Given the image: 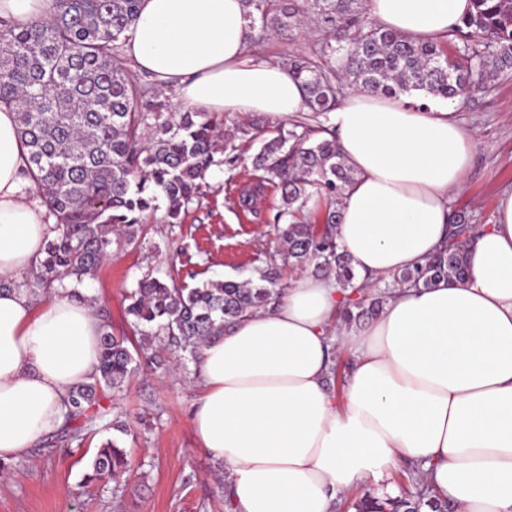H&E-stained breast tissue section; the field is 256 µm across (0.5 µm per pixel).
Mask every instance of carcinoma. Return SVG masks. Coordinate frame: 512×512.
<instances>
[{"label":"carcinoma","instance_id":"carcinoma-1","mask_svg":"<svg viewBox=\"0 0 512 512\" xmlns=\"http://www.w3.org/2000/svg\"><path fill=\"white\" fill-rule=\"evenodd\" d=\"M50 22L23 25L0 17V107L15 109L20 141L29 152V176L41 193L56 236L35 270L13 284L29 292L51 294L66 278L80 285L94 278L110 255L112 232L135 245L146 221L166 201L168 224L183 222L199 200L200 181L217 164L234 169L239 145H219L209 112H182L160 120L143 102L145 89L131 79L116 49L136 22L141 0H52ZM254 40L267 34L293 36L306 14L324 33L314 56L298 53L288 66L301 80L306 104L314 114L332 111L350 87L390 97L422 91L452 101L482 81L512 75V0H472L473 10L434 43H417L371 20L363 0H243ZM265 137L262 122H243L238 139L260 143L253 157L258 187L280 192L274 226L288 248V258L313 274L333 278L345 303L337 318L345 326L377 315L384 295L366 294L337 242L345 186L354 178L336 140L318 138L321 127L280 123ZM312 201L324 204L320 229L305 220ZM445 242L425 263L393 275V284L431 288L444 279L467 275L470 243L465 215L451 216ZM262 266L246 280L208 281L189 287L169 274L151 273L137 281L126 313L140 343L112 332L108 312L97 311L101 336L99 362L92 381L70 393L68 424L99 414V393L121 389L155 344L198 360L209 339L224 334L248 313L280 301L289 284L280 283L273 255L257 245ZM129 467L128 452L116 438L98 448L87 479H114ZM448 512L419 472L404 477L401 495L381 499L355 496L356 512Z\"/></svg>","mask_w":512,"mask_h":512}]
</instances>
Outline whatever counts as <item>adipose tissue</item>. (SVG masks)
I'll list each match as a JSON object with an SVG mask.
<instances>
[{"instance_id": "obj_1", "label": "adipose tissue", "mask_w": 512, "mask_h": 512, "mask_svg": "<svg viewBox=\"0 0 512 512\" xmlns=\"http://www.w3.org/2000/svg\"><path fill=\"white\" fill-rule=\"evenodd\" d=\"M368 15L443 39L472 0H367ZM125 52L184 105L283 120L306 108L288 66L252 52L241 0H141ZM328 126L346 164L338 240L357 274L423 264L448 238L451 196L475 142L451 105L421 109L347 91ZM17 114L0 110V281L20 280L55 233L32 193ZM465 281L396 288L358 330L338 322L335 280L298 277L273 309L246 315L198 359L200 448L224 466L238 512H339L354 486L408 461L456 512H512V192L476 230ZM99 321L66 289L0 292V461L28 458L91 381ZM347 345L343 397L326 378Z\"/></svg>"}]
</instances>
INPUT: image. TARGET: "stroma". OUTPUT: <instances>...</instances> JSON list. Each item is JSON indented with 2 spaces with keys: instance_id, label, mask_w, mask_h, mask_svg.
<instances>
[{
  "instance_id": "stroma-1",
  "label": "stroma",
  "mask_w": 512,
  "mask_h": 512,
  "mask_svg": "<svg viewBox=\"0 0 512 512\" xmlns=\"http://www.w3.org/2000/svg\"><path fill=\"white\" fill-rule=\"evenodd\" d=\"M455 116L475 150L451 208L466 213L472 225H488L497 197L512 190V77L480 85L456 103ZM252 153L245 148L235 170L213 167L202 183L201 204L191 205L184 223H166L164 210L155 211L143 244L113 245L97 276L82 284V293L108 310L115 335L133 333L125 297L145 274L171 273L193 286L243 280L257 264L256 241L279 248L274 187L264 189L257 215L232 204L257 179ZM198 381V364L188 358L161 375L141 367L122 389L102 392L106 416L84 425L80 438H45L30 459L0 471V512H225L215 479L219 465L199 448L191 427ZM117 417L129 424L122 438L129 469L108 482H87L97 447L110 436L105 422Z\"/></svg>"
}]
</instances>
